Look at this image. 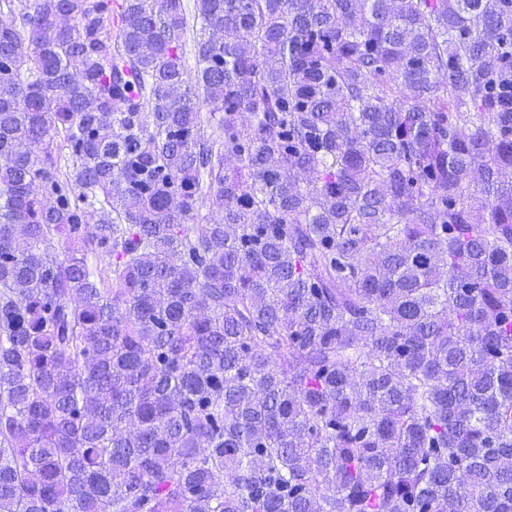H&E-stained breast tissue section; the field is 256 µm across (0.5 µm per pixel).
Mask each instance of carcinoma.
Instances as JSON below:
<instances>
[{
  "instance_id": "carcinoma-1",
  "label": "carcinoma",
  "mask_w": 512,
  "mask_h": 512,
  "mask_svg": "<svg viewBox=\"0 0 512 512\" xmlns=\"http://www.w3.org/2000/svg\"><path fill=\"white\" fill-rule=\"evenodd\" d=\"M4 13L0 512H512V0Z\"/></svg>"
}]
</instances>
